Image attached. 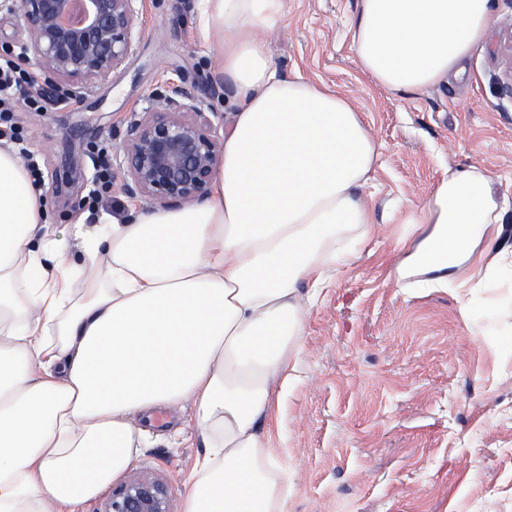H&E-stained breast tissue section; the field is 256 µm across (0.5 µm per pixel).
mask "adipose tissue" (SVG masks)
<instances>
[{
	"instance_id": "1",
	"label": "adipose tissue",
	"mask_w": 512,
	"mask_h": 512,
	"mask_svg": "<svg viewBox=\"0 0 512 512\" xmlns=\"http://www.w3.org/2000/svg\"><path fill=\"white\" fill-rule=\"evenodd\" d=\"M225 30L238 104L210 197L126 224L100 219L67 243L40 190L0 149V512H77L140 453V418L191 405L205 451L184 512H288L264 423L301 352L302 306L368 239L361 191L377 146L344 97L283 78L261 28L282 0H197ZM491 0H359L352 50L397 95L458 73ZM396 281L455 287L474 257L507 269L492 180L448 169L419 208Z\"/></svg>"
}]
</instances>
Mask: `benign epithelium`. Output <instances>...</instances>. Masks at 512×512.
<instances>
[{"instance_id": "benign-epithelium-1", "label": "benign epithelium", "mask_w": 512, "mask_h": 512, "mask_svg": "<svg viewBox=\"0 0 512 512\" xmlns=\"http://www.w3.org/2000/svg\"><path fill=\"white\" fill-rule=\"evenodd\" d=\"M137 0H19L28 63L46 71L50 95L82 98L107 81L133 53ZM124 192L160 205L195 200L224 157L203 100L175 82L130 117L121 146ZM169 486L134 477L103 500L100 512H172Z\"/></svg>"}]
</instances>
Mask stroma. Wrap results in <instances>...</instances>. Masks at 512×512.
I'll list each match as a JSON object with an SVG mask.
<instances>
[{
  "label": "stroma",
  "instance_id": "stroma-1",
  "mask_svg": "<svg viewBox=\"0 0 512 512\" xmlns=\"http://www.w3.org/2000/svg\"><path fill=\"white\" fill-rule=\"evenodd\" d=\"M359 0H283L274 31L258 30L284 76L348 97L379 157L364 192L370 240L303 315L302 352L270 424L272 452L288 478V512H512V277L478 265L460 289L396 283L392 267L417 234L409 221L451 167L489 174L507 202L512 245V98L491 40L475 45L447 86L398 96L358 64L351 48ZM136 48L109 80L62 106L5 119L33 151L51 232L72 239L79 215L127 222L151 202L128 197L119 148L132 113L162 80L215 88L205 104L216 130L234 109L218 29L203 31L196 0H137ZM109 193H95L101 156ZM72 171L81 177L65 183ZM141 455L120 474L150 473L183 512L203 454L191 408L158 407L141 419Z\"/></svg>",
  "mask_w": 512,
  "mask_h": 512
}]
</instances>
